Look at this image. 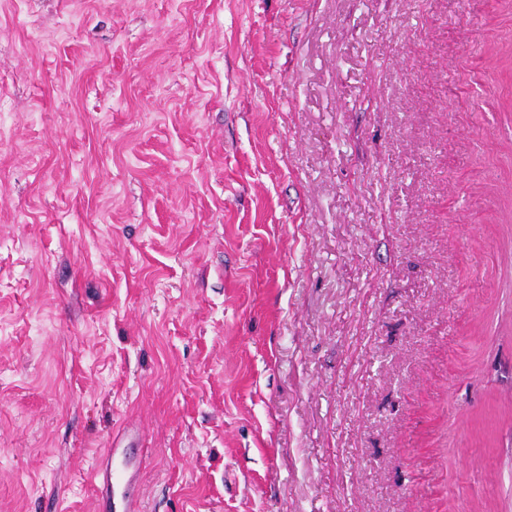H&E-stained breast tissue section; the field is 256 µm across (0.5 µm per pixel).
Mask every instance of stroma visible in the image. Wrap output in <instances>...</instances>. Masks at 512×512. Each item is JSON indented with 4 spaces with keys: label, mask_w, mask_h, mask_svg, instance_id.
Returning a JSON list of instances; mask_svg holds the SVG:
<instances>
[{
    "label": "stroma",
    "mask_w": 512,
    "mask_h": 512,
    "mask_svg": "<svg viewBox=\"0 0 512 512\" xmlns=\"http://www.w3.org/2000/svg\"><path fill=\"white\" fill-rule=\"evenodd\" d=\"M512 512V0H0V512ZM119 448H110L106 455L98 458L91 472V481L100 495V512L116 510L115 489L123 486L120 500V512H141L140 503L126 491L136 479L137 469L131 460L124 457L121 465L115 463Z\"/></svg>",
    "instance_id": "35a3bbf8"
}]
</instances>
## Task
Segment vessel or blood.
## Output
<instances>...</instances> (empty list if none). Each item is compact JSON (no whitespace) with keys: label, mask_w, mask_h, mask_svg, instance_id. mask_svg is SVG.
I'll return each mask as SVG.
<instances>
[{"label":"vessel or blood","mask_w":512,"mask_h":512,"mask_svg":"<svg viewBox=\"0 0 512 512\" xmlns=\"http://www.w3.org/2000/svg\"><path fill=\"white\" fill-rule=\"evenodd\" d=\"M117 449L100 456L92 469L91 481L100 495L101 512H141L137 498L125 488L136 479L137 470L131 460H118Z\"/></svg>","instance_id":"1"}]
</instances>
